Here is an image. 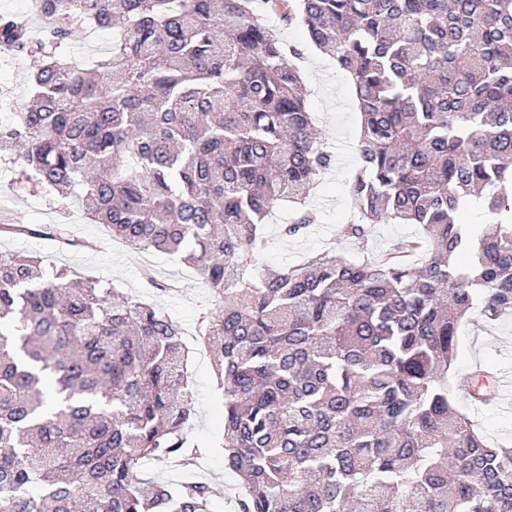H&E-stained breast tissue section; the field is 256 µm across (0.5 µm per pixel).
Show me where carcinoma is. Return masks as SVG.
Here are the masks:
<instances>
[{"instance_id":"obj_1","label":"carcinoma","mask_w":512,"mask_h":512,"mask_svg":"<svg viewBox=\"0 0 512 512\" xmlns=\"http://www.w3.org/2000/svg\"><path fill=\"white\" fill-rule=\"evenodd\" d=\"M36 0L0 51L49 47L0 126L21 172L137 251L197 270L239 512H512V447L457 409L448 371L478 307L512 318V0ZM300 24L362 117L343 239L417 224L414 264L333 249L261 274L267 217L320 223L334 155L266 23ZM112 31L87 65L75 29ZM476 196L490 223L454 213ZM182 331L90 274L0 251V512H215L212 487L134 477L199 446Z\"/></svg>"}]
</instances>
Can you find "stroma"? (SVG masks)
<instances>
[{"label":"stroma","mask_w":512,"mask_h":512,"mask_svg":"<svg viewBox=\"0 0 512 512\" xmlns=\"http://www.w3.org/2000/svg\"><path fill=\"white\" fill-rule=\"evenodd\" d=\"M267 23L284 42L298 45L302 51L300 66L307 104L319 116L320 132L335 155V163L308 196L309 205L321 212L322 223L313 225L305 236L286 237L280 227L287 223L289 210L279 209L266 221L268 245L265 251L253 256V268L297 263L330 247L347 257L360 258L418 237L419 227L415 224L378 225L364 243L337 235L339 225L346 223L353 212L349 184L359 165L361 115L351 96V83L334 60L309 43L302 28L282 25L273 16L268 17ZM40 62L39 55L25 52L15 61L1 64L0 96L26 108L28 78ZM15 168L13 159L0 157V223L62 224L67 234L62 239L0 236L1 250L36 254L52 267L91 272L113 283L124 294L152 303L183 332L195 402L187 434L206 445V454L189 472L166 460L155 461L144 470V477L174 485L190 480L208 482L214 490L218 512H234L237 478L225 471L224 451L219 446L223 434V391L213 371L210 352L198 335V318L210 301L201 278L176 257L154 251H127L120 240L108 235L103 225L87 218L77 198L44 194L34 184L16 180ZM144 266L153 269L159 283L165 284V291L146 286L140 272ZM460 343V355L449 376L452 384L475 378L481 370L496 371L501 378L512 380V320L490 325L480 314H471L460 328ZM455 399L459 409L470 411L477 429L489 442H512V406L503 404L474 412L463 394H456Z\"/></svg>","instance_id":"obj_1"}]
</instances>
